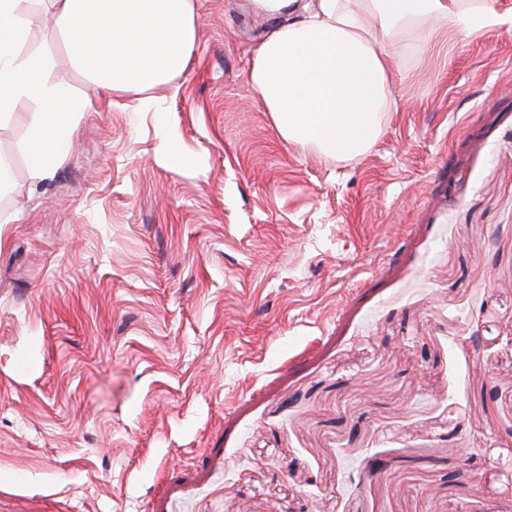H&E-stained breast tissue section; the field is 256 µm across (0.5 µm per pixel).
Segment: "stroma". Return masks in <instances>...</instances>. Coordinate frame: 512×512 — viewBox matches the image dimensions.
Masks as SVG:
<instances>
[{
  "mask_svg": "<svg viewBox=\"0 0 512 512\" xmlns=\"http://www.w3.org/2000/svg\"><path fill=\"white\" fill-rule=\"evenodd\" d=\"M195 2L141 92L31 30L98 105L37 184L0 125V512H512V30L407 55L339 159L249 86L276 18Z\"/></svg>",
  "mask_w": 512,
  "mask_h": 512,
  "instance_id": "1",
  "label": "stroma"
}]
</instances>
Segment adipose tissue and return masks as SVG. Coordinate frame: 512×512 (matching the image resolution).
Segmentation results:
<instances>
[{
  "mask_svg": "<svg viewBox=\"0 0 512 512\" xmlns=\"http://www.w3.org/2000/svg\"><path fill=\"white\" fill-rule=\"evenodd\" d=\"M279 24L252 49L249 85L280 134L303 148L352 158L396 111L401 42L425 50L436 31L475 38L512 29L496 0H254ZM51 19L73 64L124 93L182 71L199 38L193 0H0V123L29 106L30 177H48L73 146L91 98L54 81V61L17 36Z\"/></svg>",
  "mask_w": 512,
  "mask_h": 512,
  "instance_id": "adipose-tissue-1",
  "label": "adipose tissue"
}]
</instances>
